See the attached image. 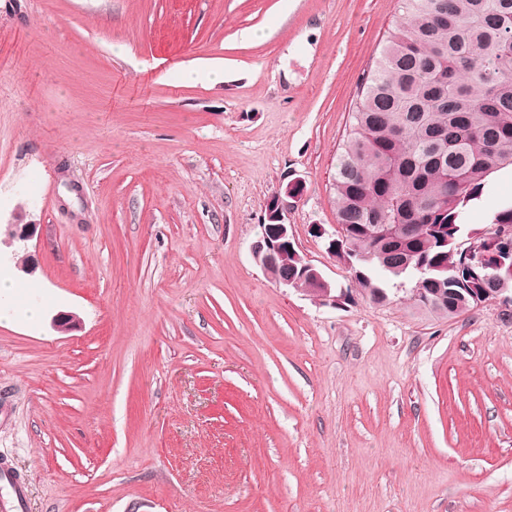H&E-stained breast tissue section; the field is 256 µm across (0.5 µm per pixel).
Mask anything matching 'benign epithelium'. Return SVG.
I'll return each instance as SVG.
<instances>
[{"label":"benign epithelium","instance_id":"1","mask_svg":"<svg viewBox=\"0 0 512 512\" xmlns=\"http://www.w3.org/2000/svg\"><path fill=\"white\" fill-rule=\"evenodd\" d=\"M302 181L298 178L286 184L284 190L276 193L267 204L269 223L260 225V232L252 245V254L255 262L264 273L275 283L286 288L299 289L300 284H305V292L316 297L323 303L331 305L349 304L355 295L351 289L340 291L332 287L324 277L322 271L302 256L294 247L292 225L285 223L288 214L290 200L299 197ZM33 225L24 224L18 226L9 224L6 228L8 244L15 241L24 242L30 238ZM463 268L467 273H472V268L481 267L485 274L483 279H496L498 274L493 266L485 262L486 254L480 244L470 241L469 246L463 250ZM300 264V274L297 277L288 276L281 268L288 266V257ZM453 295L470 302L471 307L477 308L488 301H500L512 303V292L506 288H465L461 292H453Z\"/></svg>","mask_w":512,"mask_h":512}]
</instances>
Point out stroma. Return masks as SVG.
Instances as JSON below:
<instances>
[{
  "instance_id": "1",
  "label": "stroma",
  "mask_w": 512,
  "mask_h": 512,
  "mask_svg": "<svg viewBox=\"0 0 512 512\" xmlns=\"http://www.w3.org/2000/svg\"><path fill=\"white\" fill-rule=\"evenodd\" d=\"M399 0H0V459L29 512H512V305L282 288L269 199L336 288V153ZM259 31L260 39L244 40ZM223 83L184 84L197 60ZM170 80H162V73ZM512 200L490 175L468 228ZM74 314L56 329L53 318ZM301 188L302 181L296 178L269 200L267 215L273 224H261L258 237L252 245L253 258L264 273L280 286L307 292L321 302L335 306L352 303V300H355L352 288L341 289L336 294V288L332 287L322 271L294 247L292 226L284 221L291 206L288 199H297ZM288 254L300 264L298 277H288L291 271L290 263L293 262ZM282 267H287L288 272H282ZM302 283L306 288H299Z\"/></svg>"
}]
</instances>
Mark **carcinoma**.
Here are the masks:
<instances>
[{"mask_svg": "<svg viewBox=\"0 0 512 512\" xmlns=\"http://www.w3.org/2000/svg\"><path fill=\"white\" fill-rule=\"evenodd\" d=\"M407 9L363 83L332 183L358 256V293L374 304L419 261L434 278L422 287H460L466 209L492 173L512 167V57L502 53L512 0H407ZM504 225L512 202L490 213L477 242L487 262L508 267L512 244L497 238ZM413 307L446 319L471 309Z\"/></svg>", "mask_w": 512, "mask_h": 512, "instance_id": "1", "label": "carcinoma"}]
</instances>
